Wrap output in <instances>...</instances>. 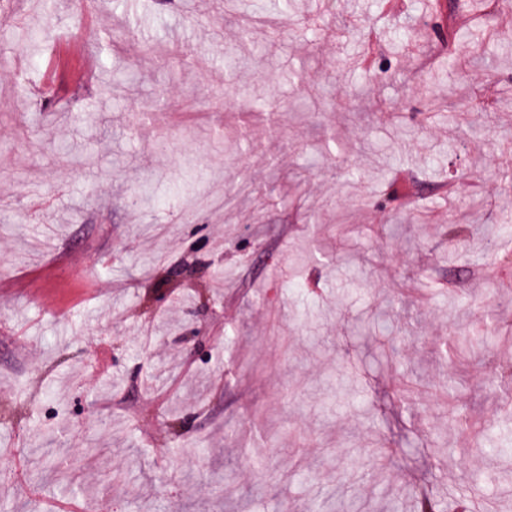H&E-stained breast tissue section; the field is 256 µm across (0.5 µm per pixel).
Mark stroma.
<instances>
[{"mask_svg": "<svg viewBox=\"0 0 512 512\" xmlns=\"http://www.w3.org/2000/svg\"><path fill=\"white\" fill-rule=\"evenodd\" d=\"M127 2L0 13L18 34L0 61V498L18 512L72 498L99 512H307L316 498L456 512L472 496L512 512V11ZM127 26L135 37L109 47ZM45 32L112 65L51 112L41 87L62 62ZM484 37L491 63L450 69ZM474 95L471 125L431 111ZM142 185L157 208L128 206ZM464 332L488 344L465 370L442 354ZM185 359L195 374L156 404Z\"/></svg>", "mask_w": 512, "mask_h": 512, "instance_id": "35a3bbf8", "label": "stroma"}]
</instances>
